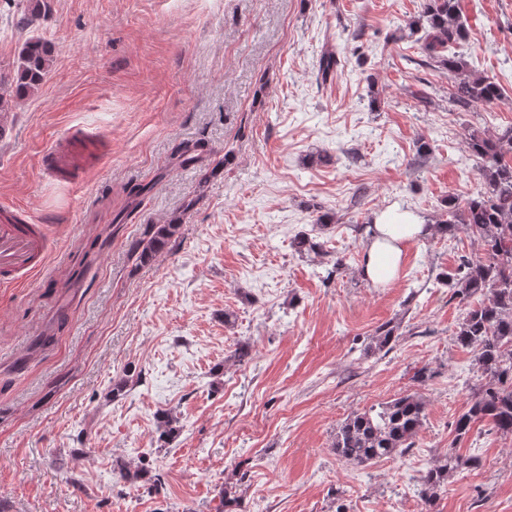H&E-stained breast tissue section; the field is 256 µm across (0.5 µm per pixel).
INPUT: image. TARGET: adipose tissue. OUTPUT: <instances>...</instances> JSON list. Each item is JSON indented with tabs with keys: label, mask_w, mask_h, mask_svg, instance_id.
<instances>
[{
	"label": "adipose tissue",
	"mask_w": 512,
	"mask_h": 512,
	"mask_svg": "<svg viewBox=\"0 0 512 512\" xmlns=\"http://www.w3.org/2000/svg\"><path fill=\"white\" fill-rule=\"evenodd\" d=\"M373 227L365 249L362 274L373 284L387 287L398 278L404 244L426 237L431 228L409 212L380 213Z\"/></svg>",
	"instance_id": "obj_1"
}]
</instances>
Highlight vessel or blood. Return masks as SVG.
<instances>
[{
  "label": "vessel or blood",
  "instance_id": "1",
  "mask_svg": "<svg viewBox=\"0 0 512 512\" xmlns=\"http://www.w3.org/2000/svg\"><path fill=\"white\" fill-rule=\"evenodd\" d=\"M87 139V134L77 127L54 139L40 155L41 175L74 184L87 181L89 170L78 152ZM48 254V236L43 225L32 215H15L12 204H1L0 284H19L27 277L45 273Z\"/></svg>",
  "mask_w": 512,
  "mask_h": 512
}]
</instances>
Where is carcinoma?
<instances>
[{
  "instance_id": "cac0c4a2",
  "label": "carcinoma",
  "mask_w": 512,
  "mask_h": 512,
  "mask_svg": "<svg viewBox=\"0 0 512 512\" xmlns=\"http://www.w3.org/2000/svg\"><path fill=\"white\" fill-rule=\"evenodd\" d=\"M18 23L32 24L45 8L44 0H27ZM428 29L424 51L453 74L452 98L464 107L499 100L501 87L490 77L469 70L467 61L449 47L468 36L461 20L459 0H426ZM51 64V47L39 40L27 42L18 54L13 75L0 79V112L25 94L38 89ZM467 151L480 163L483 184L460 202L448 198V218L439 231L454 235L461 230L477 241L479 253L459 257L457 268L437 279L465 306L457 340L473 348L478 369L485 378L466 412L455 422L457 437L467 435L473 424L486 422L504 435H512V126L494 134L472 128L464 138ZM179 229L177 222L154 224L146 235L131 242L135 265L148 264L161 255ZM400 324L386 323L371 337L369 349H392ZM425 418V402L416 393H405L377 410L353 413L337 428L333 442L336 456L354 465L383 457L401 456L414 447ZM478 464L473 457L453 451L439 459L422 478L421 497L432 512L438 489L457 471ZM120 478L135 485L148 480L143 467H122ZM248 472L236 468L224 480L220 504L225 512L240 506L239 492Z\"/></svg>"
}]
</instances>
